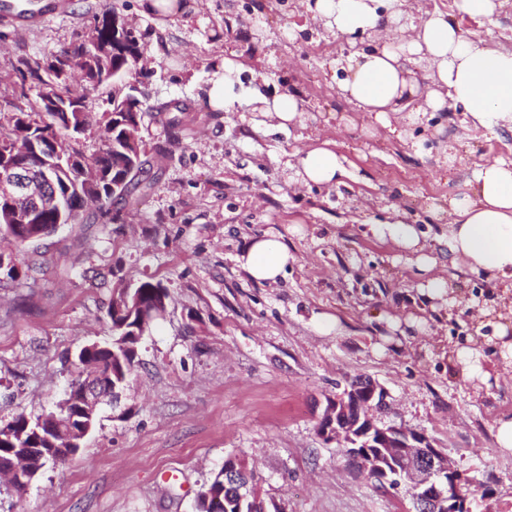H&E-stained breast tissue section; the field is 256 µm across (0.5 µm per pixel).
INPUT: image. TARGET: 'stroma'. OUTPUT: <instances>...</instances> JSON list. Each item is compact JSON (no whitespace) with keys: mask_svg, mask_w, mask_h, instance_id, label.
I'll use <instances>...</instances> for the list:
<instances>
[{"mask_svg":"<svg viewBox=\"0 0 512 512\" xmlns=\"http://www.w3.org/2000/svg\"><path fill=\"white\" fill-rule=\"evenodd\" d=\"M18 0L0 5V112L13 110L18 60L70 48L94 16L115 11L140 38L128 79L144 105L179 106L176 125L145 118L154 180L120 224H62L31 245L35 282L0 285V423L50 412L76 377L78 349L109 340L118 283L161 282L167 313L145 333L117 408L65 463L22 492L0 480V512H196V496L227 457L243 458L277 512H415L405 487L382 488L349 466L319 433L329 398L358 377L388 391L387 422L427 436L469 487L470 512H512V453L492 426L512 418V370L494 337L499 289L440 263L448 200L486 156L512 159V131L476 128L448 107L376 123L340 96L338 60L370 48L314 19L306 0H194L162 23L141 0ZM413 16L439 10L462 32L512 49V0L494 22L458 15L451 0H405ZM241 63L240 99L208 105L223 60ZM297 94L303 120L289 131L244 119V95ZM330 142L350 178L298 183L299 154ZM455 163H448V154ZM415 225L422 255L369 227ZM281 235L286 277L259 283L238 257L250 238ZM447 279L427 299V275ZM335 324L317 331L319 317ZM485 337L488 381L448 362L455 344Z\"/></svg>","mask_w":512,"mask_h":512,"instance_id":"stroma-1","label":"stroma"}]
</instances>
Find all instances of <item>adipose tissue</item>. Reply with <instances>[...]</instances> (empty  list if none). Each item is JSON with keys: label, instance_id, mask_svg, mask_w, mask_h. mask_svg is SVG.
Wrapping results in <instances>:
<instances>
[{"label": "adipose tissue", "instance_id": "ef3b65f1", "mask_svg": "<svg viewBox=\"0 0 512 512\" xmlns=\"http://www.w3.org/2000/svg\"><path fill=\"white\" fill-rule=\"evenodd\" d=\"M336 36L352 39L374 29L388 37L340 61L345 78L340 92L379 123L424 95L437 112L454 105L477 127L512 129V50L493 48L463 34L447 14L408 16L402 0H315L309 7ZM431 74L434 87L420 93L413 68ZM302 183L333 186L347 176L344 157L323 145L299 157ZM468 189L448 202V233L440 240L452 266L485 274L512 291V160L489 157L478 164ZM291 258L278 235L252 240L241 267L257 282H273Z\"/></svg>", "mask_w": 512, "mask_h": 512}]
</instances>
